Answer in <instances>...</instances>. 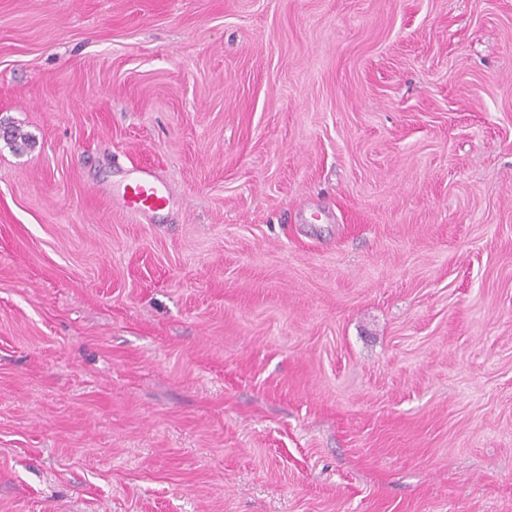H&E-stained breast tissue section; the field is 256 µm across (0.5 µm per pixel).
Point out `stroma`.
Wrapping results in <instances>:
<instances>
[{
	"label": "stroma",
	"mask_w": 512,
	"mask_h": 512,
	"mask_svg": "<svg viewBox=\"0 0 512 512\" xmlns=\"http://www.w3.org/2000/svg\"><path fill=\"white\" fill-rule=\"evenodd\" d=\"M0 122V512H512V0H0ZM140 178L124 191V206L143 218L164 209L171 200L168 185L147 168L138 170Z\"/></svg>",
	"instance_id": "35a3bbf8"
}]
</instances>
